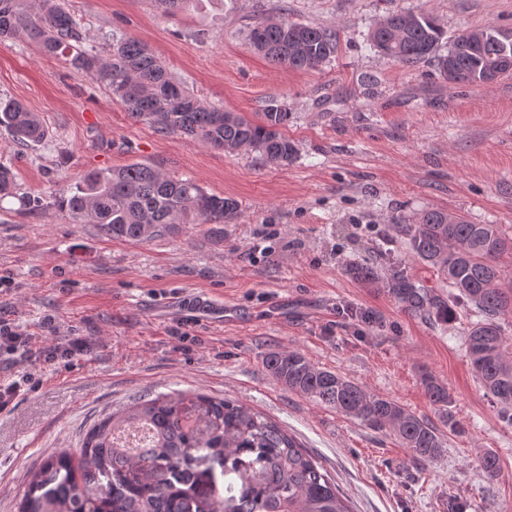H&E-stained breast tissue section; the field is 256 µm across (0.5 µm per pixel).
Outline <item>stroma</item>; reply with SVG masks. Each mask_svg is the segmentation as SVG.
<instances>
[{"mask_svg": "<svg viewBox=\"0 0 512 512\" xmlns=\"http://www.w3.org/2000/svg\"><path fill=\"white\" fill-rule=\"evenodd\" d=\"M104 49L110 34L145 42L210 105L259 119L287 106L297 145L286 166L228 154L132 121L103 85L20 40L0 41V97L38 112L36 145L0 127V162L19 194L0 201V316L51 341L90 340V352L46 366L36 390L0 411V512H17L28 471L65 448L78 453L94 419L139 396L174 389L238 399L267 414L335 479L353 512H501L512 507V423L485 395L466 355L474 315L436 322L389 291L391 269L443 293L444 284L396 231L429 209L512 233V77L458 88L433 63L404 68L370 52L366 36L392 12L429 13L448 37L512 27V0H192L162 14L154 0H66ZM335 29L334 57L314 71L272 65L249 47L254 17ZM143 163L231 197L239 215L223 240L191 225L146 243L112 240L52 206L91 170ZM43 198L32 211L24 196ZM370 265L376 282L352 269ZM225 303L180 310L181 295ZM397 400L442 434L445 451L418 463L393 434L288 391L266 372L272 350ZM430 373L453 402L442 412ZM457 430H450L449 420ZM487 451L501 473L487 480ZM422 385L430 403L438 407L439 410H446L445 407L447 408L451 402L448 387L432 374L423 376Z\"/></svg>", "mask_w": 512, "mask_h": 512, "instance_id": "35a3bbf8", "label": "stroma"}]
</instances>
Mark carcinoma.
<instances>
[{
    "instance_id": "cac0c4a2",
    "label": "carcinoma",
    "mask_w": 512,
    "mask_h": 512,
    "mask_svg": "<svg viewBox=\"0 0 512 512\" xmlns=\"http://www.w3.org/2000/svg\"><path fill=\"white\" fill-rule=\"evenodd\" d=\"M488 25L466 30L438 51L446 31L425 13H389L368 35L370 46L403 66L436 61L450 83L480 86L488 74L512 76V52L504 58L502 33ZM24 39L43 56L60 59L73 73L107 86L136 122L162 134L235 153L258 152L288 165L295 143L281 131L290 112L275 100L258 121L206 104L187 90L140 40L120 38L106 53L86 46V32L63 0H0V40ZM249 44L270 62L312 71L335 56L336 32L262 18L250 27ZM0 126L22 145L40 143L48 131L40 116L19 101L0 98ZM12 167L0 163V198L14 197ZM78 224H94L107 237L149 242L177 236L188 224H205L219 236L237 214L236 200L210 194L188 178L131 163L90 171L55 198ZM411 252L448 284V298L416 285L392 269L391 293L419 315L447 320L456 301L476 309L467 329L470 365L486 394L512 411V336L502 320L512 318V287L501 284L498 260L512 254V235L499 224H473L445 210L423 212L414 224L398 225ZM271 377L291 392L335 409L371 429L391 431L417 459L444 451L437 429L396 400L358 382L318 368L296 351H272L263 360ZM426 397L443 410L448 387L432 374L422 378ZM480 468L489 480L500 458L486 452ZM19 512H351L334 479L276 421L238 400L174 390L145 395L93 421L80 453L61 450L30 472Z\"/></svg>"
}]
</instances>
